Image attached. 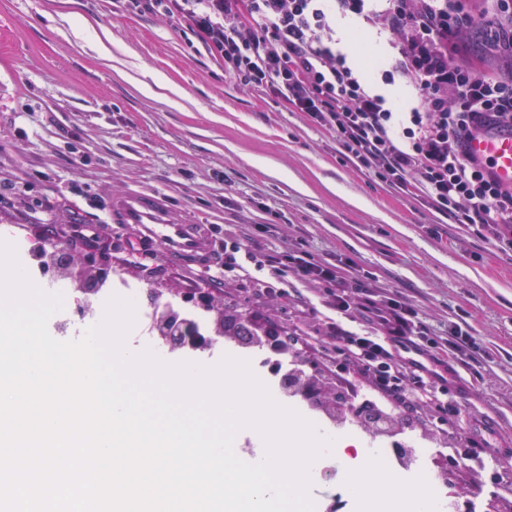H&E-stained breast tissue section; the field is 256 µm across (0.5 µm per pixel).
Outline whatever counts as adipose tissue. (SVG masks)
I'll return each mask as SVG.
<instances>
[{"instance_id":"ef3b65f1","label":"adipose tissue","mask_w":512,"mask_h":512,"mask_svg":"<svg viewBox=\"0 0 512 512\" xmlns=\"http://www.w3.org/2000/svg\"><path fill=\"white\" fill-rule=\"evenodd\" d=\"M348 487L367 512H424L428 499L425 490L405 488L374 464L350 472Z\"/></svg>"}]
</instances>
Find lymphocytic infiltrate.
Masks as SVG:
<instances>
[{"label": "lymphocytic infiltrate", "mask_w": 512, "mask_h": 512, "mask_svg": "<svg viewBox=\"0 0 512 512\" xmlns=\"http://www.w3.org/2000/svg\"><path fill=\"white\" fill-rule=\"evenodd\" d=\"M133 8L186 21L224 71L269 88L336 135L346 160L387 186L427 200L456 224L477 226L512 252V184L470 154L471 140L512 128V69L467 62L466 33H512V0H130ZM357 17L388 34L382 81L412 87L409 111L367 87L340 48L336 21ZM286 261L298 276L326 283L338 320L328 350L356 364L396 409L417 411L425 393L468 359L458 341L440 348L417 311L308 254Z\"/></svg>", "instance_id": "lymphocytic-infiltrate-1"}]
</instances>
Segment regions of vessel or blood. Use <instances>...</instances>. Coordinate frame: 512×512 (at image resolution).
<instances>
[{"mask_svg": "<svg viewBox=\"0 0 512 512\" xmlns=\"http://www.w3.org/2000/svg\"><path fill=\"white\" fill-rule=\"evenodd\" d=\"M472 154L490 159L499 180L512 183V129L503 128L473 140ZM114 224L137 228L141 235L159 241L167 258L197 265L209 272L213 245L208 232L199 224L172 218L156 195L129 194L114 198L109 213Z\"/></svg>", "mask_w": 512, "mask_h": 512, "instance_id": "vessel-or-blood-1", "label": "vessel or blood"}]
</instances>
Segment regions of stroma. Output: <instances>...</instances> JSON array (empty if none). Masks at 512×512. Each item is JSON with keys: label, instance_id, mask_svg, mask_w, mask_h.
Wrapping results in <instances>:
<instances>
[{"label": "stroma", "instance_id": "obj_1", "mask_svg": "<svg viewBox=\"0 0 512 512\" xmlns=\"http://www.w3.org/2000/svg\"><path fill=\"white\" fill-rule=\"evenodd\" d=\"M336 32L374 88L388 55L376 29L339 21ZM110 39L111 60L96 38ZM181 88V107L146 93L145 74ZM21 194L0 203V227L46 251L106 261L113 294L132 290L141 309L150 292L194 310L204 294L289 337L304 369L323 376L354 404L377 401L366 378L320 350L334 312L324 284L271 270L221 281L169 263L155 241L109 221L113 197L161 195L170 215L204 225L216 245L240 242L279 257L295 251L335 265L360 282L398 294L428 334L462 328L470 367L429 393L420 421L401 413L403 435L446 461L451 490L476 512H512V253L496 250L467 224L442 216L351 166L336 136L268 90L225 75L184 23L125 7L123 0H0V177ZM443 224L442 233L432 227ZM93 224L102 244L88 247L75 228ZM143 243L146 265L128 262ZM276 280L278 293L264 291ZM482 421L499 462L470 460L469 434L434 408L441 395Z\"/></svg>", "mask_w": 512, "mask_h": 512}]
</instances>
